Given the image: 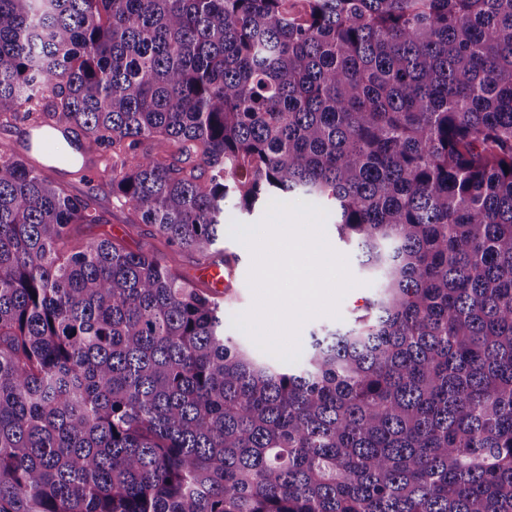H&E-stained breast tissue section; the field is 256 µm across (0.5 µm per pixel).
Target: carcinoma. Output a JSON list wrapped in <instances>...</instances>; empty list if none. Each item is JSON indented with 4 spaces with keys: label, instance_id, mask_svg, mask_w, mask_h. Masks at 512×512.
<instances>
[{
    "label": "carcinoma",
    "instance_id": "cac0c4a2",
    "mask_svg": "<svg viewBox=\"0 0 512 512\" xmlns=\"http://www.w3.org/2000/svg\"><path fill=\"white\" fill-rule=\"evenodd\" d=\"M19 118L169 253L0 146V512H512V0H0ZM297 195L380 286L288 365L175 262ZM96 162L88 170L92 172L94 182H89L82 175L73 176L65 171H49L47 176L56 182L69 187L72 193L78 196H91L94 199L95 208L100 215V224H83L80 234L84 237L112 238L122 240L125 246L131 250L153 249L158 253H167V247L163 241L155 236L151 224H131L134 219L132 213L119 207L108 193V189L102 186L104 183V161L98 156Z\"/></svg>",
    "mask_w": 512,
    "mask_h": 512
}]
</instances>
